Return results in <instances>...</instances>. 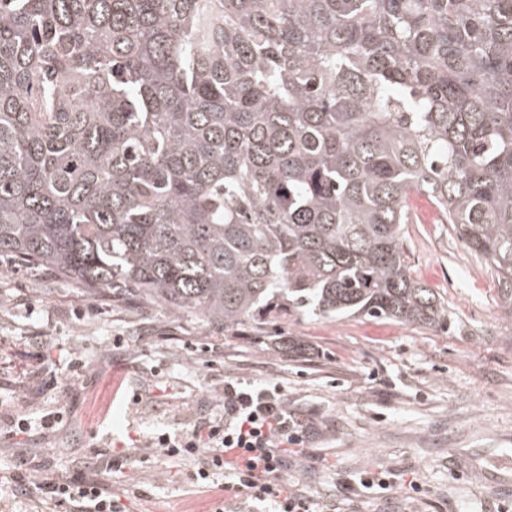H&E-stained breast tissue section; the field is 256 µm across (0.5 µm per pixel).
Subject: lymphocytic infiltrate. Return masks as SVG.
Here are the masks:
<instances>
[{
  "mask_svg": "<svg viewBox=\"0 0 512 512\" xmlns=\"http://www.w3.org/2000/svg\"><path fill=\"white\" fill-rule=\"evenodd\" d=\"M223 407L221 415L156 441L165 454L195 461L193 485L207 488L215 476H224L229 499L211 512H233L240 506L249 512H322L316 498L290 489L284 480L286 453L289 446L300 444L304 427L280 389L228 378ZM12 492L50 502L54 512H125L100 481L89 478L17 476Z\"/></svg>",
  "mask_w": 512,
  "mask_h": 512,
  "instance_id": "f902f5d3",
  "label": "lymphocytic infiltrate"
}]
</instances>
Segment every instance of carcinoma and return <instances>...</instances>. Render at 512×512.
Returning a JSON list of instances; mask_svg holds the SVG:
<instances>
[{
	"mask_svg": "<svg viewBox=\"0 0 512 512\" xmlns=\"http://www.w3.org/2000/svg\"><path fill=\"white\" fill-rule=\"evenodd\" d=\"M428 197L512 306V0H0V255L233 331L440 328Z\"/></svg>",
	"mask_w": 512,
	"mask_h": 512,
	"instance_id": "cac0c4a2",
	"label": "carcinoma"
}]
</instances>
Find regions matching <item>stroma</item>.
Returning a JSON list of instances; mask_svg holds the SVG:
<instances>
[{
    "mask_svg": "<svg viewBox=\"0 0 512 512\" xmlns=\"http://www.w3.org/2000/svg\"><path fill=\"white\" fill-rule=\"evenodd\" d=\"M411 274L447 304L443 330L307 314L232 333L137 298L90 297L0 255V479L95 478L127 512H209L193 461L156 438L220 413L224 379L279 386L307 428L284 478L335 512H497L512 505V311L484 261L422 195L410 201ZM307 351L291 357L288 338ZM55 430L42 427L57 408ZM27 418L30 435L11 436ZM131 465L108 474L98 453ZM384 472L392 491L354 485Z\"/></svg>",
    "mask_w": 512,
    "mask_h": 512,
    "instance_id": "35a3bbf8",
    "label": "stroma"
}]
</instances>
